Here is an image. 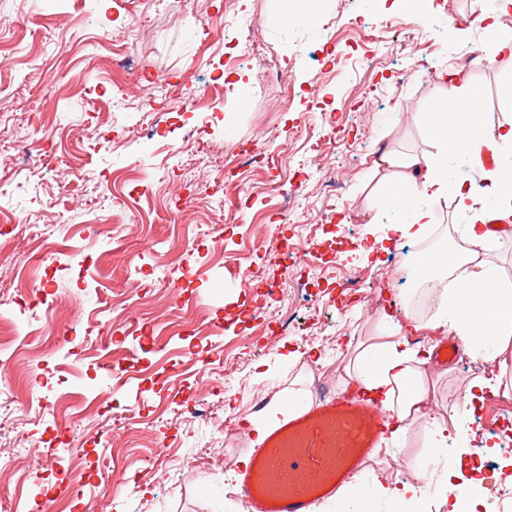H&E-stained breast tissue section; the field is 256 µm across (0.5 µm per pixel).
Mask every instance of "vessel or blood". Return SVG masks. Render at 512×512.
Here are the masks:
<instances>
[{
	"label": "vessel or blood",
	"mask_w": 512,
	"mask_h": 512,
	"mask_svg": "<svg viewBox=\"0 0 512 512\" xmlns=\"http://www.w3.org/2000/svg\"><path fill=\"white\" fill-rule=\"evenodd\" d=\"M379 405L323 392L288 414L252 448L237 474L252 512H315L336 500L390 431Z\"/></svg>",
	"instance_id": "1"
}]
</instances>
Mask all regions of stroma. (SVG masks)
<instances>
[{
	"label": "stroma",
	"mask_w": 512,
	"mask_h": 512,
	"mask_svg": "<svg viewBox=\"0 0 512 512\" xmlns=\"http://www.w3.org/2000/svg\"><path fill=\"white\" fill-rule=\"evenodd\" d=\"M301 2L0 0V454L14 459L0 489L14 512H248L233 485L245 433L289 390L351 388L350 348L389 335L371 302L400 299L387 271L424 252L419 238L374 259L359 249L401 219L383 205L381 158L434 152L416 119L454 74L481 91L488 125L502 121L512 60L459 58L483 46L480 14L512 31V8L314 0L284 24ZM233 13L250 44L216 25ZM198 81L223 92L183 108L180 87ZM329 171L339 195L321 189ZM300 239L296 282L272 257ZM433 369L449 442L477 425L512 445V387L490 420L487 399L460 398L488 376L480 358ZM430 429L390 438L357 474L351 512L420 459L430 484L445 478L453 458H429Z\"/></svg>",
	"instance_id": "stroma-1"
}]
</instances>
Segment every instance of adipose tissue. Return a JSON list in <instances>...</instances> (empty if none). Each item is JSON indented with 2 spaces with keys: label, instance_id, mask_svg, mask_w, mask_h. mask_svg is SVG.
Listing matches in <instances>:
<instances>
[{
  "label": "adipose tissue",
  "instance_id": "obj_1",
  "mask_svg": "<svg viewBox=\"0 0 512 512\" xmlns=\"http://www.w3.org/2000/svg\"><path fill=\"white\" fill-rule=\"evenodd\" d=\"M441 99L452 106H467L468 111L461 118L452 111L419 116V125L437 145V152L401 159L387 154L382 158L395 169L384 203L409 218L408 223L390 225V240L396 243L418 238L431 223L432 213L420 207V199L451 191L466 203L469 216L458 230L459 243L434 253L420 264L418 272L423 277L436 273L454 277V287L443 297L446 324L484 362L503 365L512 360V276L492 265L486 243L491 235L490 220L512 217V194L501 190L502 170L485 173L484 183L479 184L442 169L440 161L444 154L459 150L467 165L476 169L483 152L494 153L499 146L512 144V92L501 97L504 119L491 129L476 107L480 100L477 87L453 80ZM386 320L391 335L383 340L374 336L362 343L347 361L344 373L384 409L395 411V430L400 433L428 412L431 356L408 347L402 338L405 325L395 315H387ZM462 479L470 486V494L456 493L455 486ZM480 487L479 478H462L455 469L435 486L434 494L447 512H482Z\"/></svg>",
  "mask_w": 512,
  "mask_h": 512
}]
</instances>
